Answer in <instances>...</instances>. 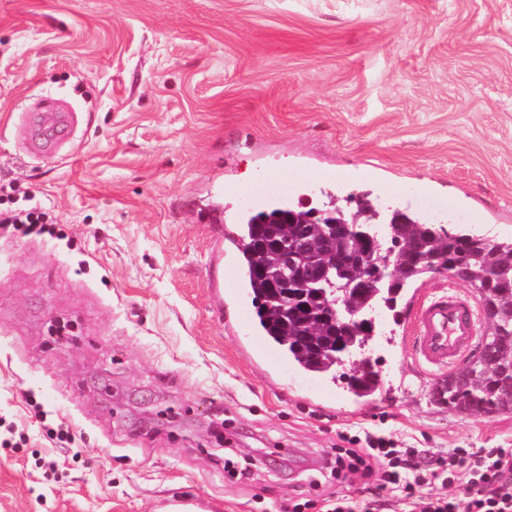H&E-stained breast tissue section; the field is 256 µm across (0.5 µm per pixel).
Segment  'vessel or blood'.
Masks as SVG:
<instances>
[{"mask_svg":"<svg viewBox=\"0 0 512 512\" xmlns=\"http://www.w3.org/2000/svg\"><path fill=\"white\" fill-rule=\"evenodd\" d=\"M476 315L470 301L453 291L420 298L403 341L425 369H454L475 343Z\"/></svg>","mask_w":512,"mask_h":512,"instance_id":"1","label":"vessel or blood"}]
</instances>
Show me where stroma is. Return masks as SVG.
<instances>
[{"instance_id": "obj_1", "label": "stroma", "mask_w": 512, "mask_h": 512, "mask_svg": "<svg viewBox=\"0 0 512 512\" xmlns=\"http://www.w3.org/2000/svg\"><path fill=\"white\" fill-rule=\"evenodd\" d=\"M361 191L512 241V0H0V193L61 229L0 235V512L360 504L319 466L364 429L512 448V411L433 401L390 311L357 398L253 363L216 310L214 212Z\"/></svg>"}]
</instances>
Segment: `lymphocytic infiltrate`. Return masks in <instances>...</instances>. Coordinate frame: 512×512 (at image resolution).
<instances>
[{"label": "lymphocytic infiltrate", "instance_id": "obj_1", "mask_svg": "<svg viewBox=\"0 0 512 512\" xmlns=\"http://www.w3.org/2000/svg\"><path fill=\"white\" fill-rule=\"evenodd\" d=\"M55 231L50 214L41 207L0 208V234L43 235ZM467 461L466 497L452 500L426 493L430 476L451 472L455 463ZM336 480L370 481L380 475L385 486L400 493L411 512H512V448H487L473 458L463 449L431 456L427 450L397 448L388 435L367 431L343 436L342 443L324 461Z\"/></svg>", "mask_w": 512, "mask_h": 512}]
</instances>
